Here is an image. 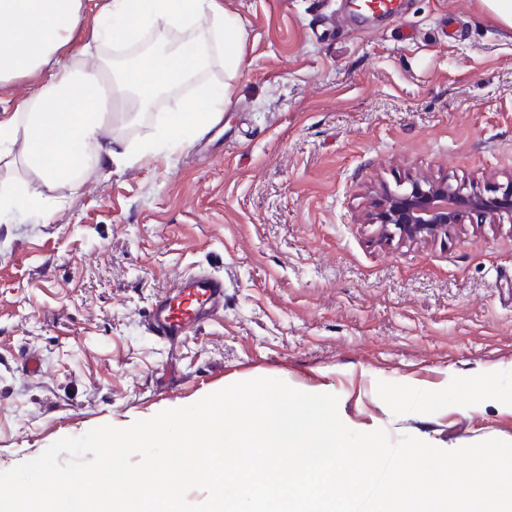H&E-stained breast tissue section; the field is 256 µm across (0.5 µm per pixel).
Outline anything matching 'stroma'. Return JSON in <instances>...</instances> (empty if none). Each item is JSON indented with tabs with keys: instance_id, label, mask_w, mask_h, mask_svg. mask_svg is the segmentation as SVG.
Returning <instances> with one entry per match:
<instances>
[{
	"instance_id": "obj_1",
	"label": "stroma",
	"mask_w": 512,
	"mask_h": 512,
	"mask_svg": "<svg viewBox=\"0 0 512 512\" xmlns=\"http://www.w3.org/2000/svg\"><path fill=\"white\" fill-rule=\"evenodd\" d=\"M415 32L352 0H222L245 30L231 102L185 149L174 104L104 133L147 157L89 165L0 223V471L58 439L277 378L338 398L349 428L459 448L512 442V217L385 242L372 202L398 183L512 182V28L483 0H399ZM224 279V308L168 344L155 301Z\"/></svg>"
}]
</instances>
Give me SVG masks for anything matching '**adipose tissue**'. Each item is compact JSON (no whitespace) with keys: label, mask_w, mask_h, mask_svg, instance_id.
<instances>
[{"label":"adipose tissue","mask_w":512,"mask_h":512,"mask_svg":"<svg viewBox=\"0 0 512 512\" xmlns=\"http://www.w3.org/2000/svg\"><path fill=\"white\" fill-rule=\"evenodd\" d=\"M90 0H0V86L18 77H39L30 94L0 119V163L22 164L47 186L72 180L85 160L109 166L131 159L122 141L104 140L106 117L117 98L136 88L140 100L177 88L200 70L214 48L224 68L236 72L244 28L220 0H105L88 39L76 41ZM150 27L188 30L178 47L145 57L139 71L113 81L104 68L88 66L103 43L137 41ZM230 88L179 98L167 133L180 147L203 133L230 102Z\"/></svg>","instance_id":"1"}]
</instances>
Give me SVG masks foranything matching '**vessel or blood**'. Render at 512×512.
I'll return each mask as SVG.
<instances>
[{
  "label": "vessel or blood",
  "instance_id": "obj_1",
  "mask_svg": "<svg viewBox=\"0 0 512 512\" xmlns=\"http://www.w3.org/2000/svg\"><path fill=\"white\" fill-rule=\"evenodd\" d=\"M178 288L179 300L163 298L151 311V328L159 338L179 336L224 306V281L215 274L193 273L182 279Z\"/></svg>",
  "mask_w": 512,
  "mask_h": 512
}]
</instances>
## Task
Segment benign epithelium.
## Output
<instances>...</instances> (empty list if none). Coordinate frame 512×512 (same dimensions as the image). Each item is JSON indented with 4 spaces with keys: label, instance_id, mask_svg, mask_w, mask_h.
<instances>
[{
    "label": "benign epithelium",
    "instance_id": "benign-epithelium-1",
    "mask_svg": "<svg viewBox=\"0 0 512 512\" xmlns=\"http://www.w3.org/2000/svg\"><path fill=\"white\" fill-rule=\"evenodd\" d=\"M499 213L512 215V181L485 195L465 193L448 181L413 180L384 194L371 214L385 240H427L448 230L463 219L484 224Z\"/></svg>",
    "mask_w": 512,
    "mask_h": 512
}]
</instances>
